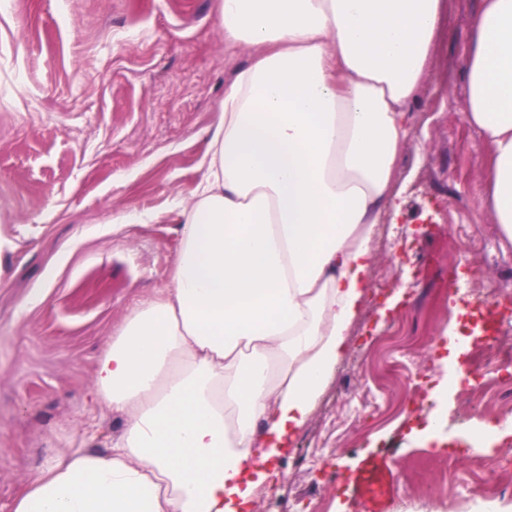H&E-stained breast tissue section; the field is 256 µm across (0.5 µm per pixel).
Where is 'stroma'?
<instances>
[{"instance_id":"35a3bbf8","label":"stroma","mask_w":512,"mask_h":512,"mask_svg":"<svg viewBox=\"0 0 512 512\" xmlns=\"http://www.w3.org/2000/svg\"><path fill=\"white\" fill-rule=\"evenodd\" d=\"M433 78L398 161V223L372 243L371 288L346 352L275 483L252 512H481L475 467L444 459L512 404L491 347L457 392L446 330L467 336L478 300L460 259L512 296V241L475 187L488 157L461 81L481 0H447ZM221 0H0V512L61 451L106 448L123 422L93 403L113 329L167 287L180 204L203 173L224 90L256 51L225 42ZM138 221L122 223L128 213ZM42 302H34V295ZM445 421L436 437L430 417Z\"/></svg>"}]
</instances>
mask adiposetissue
<instances>
[{"label":"adipose tissue","instance_id":"1","mask_svg":"<svg viewBox=\"0 0 512 512\" xmlns=\"http://www.w3.org/2000/svg\"><path fill=\"white\" fill-rule=\"evenodd\" d=\"M446 0H224L258 56L224 91L158 296L94 375L123 421L106 451L57 453L13 512H251L346 348ZM465 121L491 148L478 199L512 241V0H482Z\"/></svg>","mask_w":512,"mask_h":512}]
</instances>
